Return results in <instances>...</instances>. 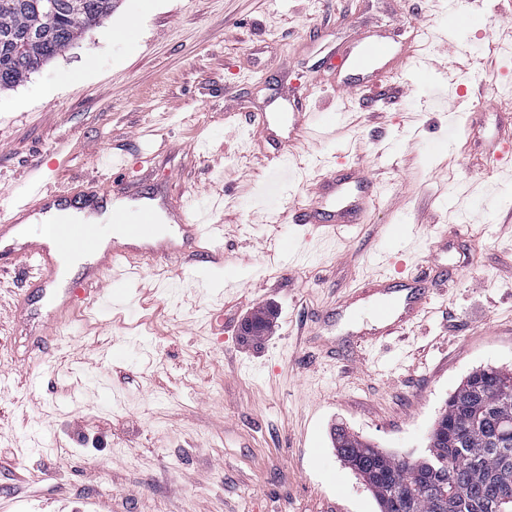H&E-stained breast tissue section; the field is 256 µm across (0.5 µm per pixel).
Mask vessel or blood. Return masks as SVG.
Segmentation results:
<instances>
[{"mask_svg": "<svg viewBox=\"0 0 512 512\" xmlns=\"http://www.w3.org/2000/svg\"><path fill=\"white\" fill-rule=\"evenodd\" d=\"M385 52L382 44L365 45L352 55L350 64L357 70H369ZM334 121V115L327 112L293 115V126L298 131L310 126L326 128ZM105 169L113 200L125 203L124 208L113 210L111 223L59 221L53 224L50 233H43L37 222L50 209L73 208L93 214L103 207L105 200L95 191L71 200L65 190L40 179L32 185L27 198L12 205L5 223L0 225V255L28 258L36 267L31 288L49 307L42 329H51L55 321L75 318L86 297V285L101 282L104 274L120 261L134 264L146 255L159 259L178 255L211 269L224 267L223 252L204 243L205 236L214 230L207 209L190 210L183 203L170 201L164 210H157L146 195L131 192L126 181L125 160H110ZM316 194L318 203L304 208L298 223L333 227L349 224L353 215L363 212L372 201L375 188L354 166L328 175L318 183ZM89 251L95 257L85 271L84 287H59L61 258ZM371 292L372 314L379 331L391 335L398 326L419 314L429 288L423 276L395 282L383 275L375 280Z\"/></svg>", "mask_w": 512, "mask_h": 512, "instance_id": "b4317fda", "label": "vessel or blood"}]
</instances>
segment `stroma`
I'll return each instance as SVG.
<instances>
[{"label": "stroma", "mask_w": 512, "mask_h": 512, "mask_svg": "<svg viewBox=\"0 0 512 512\" xmlns=\"http://www.w3.org/2000/svg\"><path fill=\"white\" fill-rule=\"evenodd\" d=\"M141 2L114 0L0 90V209L25 198L33 156L71 190L120 154L133 184L214 211L237 286L142 260L125 300L96 288L55 326L34 388L30 264L0 266V512H379L334 427L415 458L470 372L512 368V34L491 0ZM454 9L476 20L441 42ZM121 24L135 40L111 37ZM371 41L388 53L370 82L339 71ZM67 71L81 80L59 83ZM265 112L336 125L276 158L255 144ZM352 162L378 191L359 223H293ZM382 259L434 279L426 311L384 341L359 335ZM261 308L269 329L245 335ZM292 116L297 133L309 126L327 128L335 123V116L327 112H294Z\"/></svg>", "instance_id": "1"}]
</instances>
